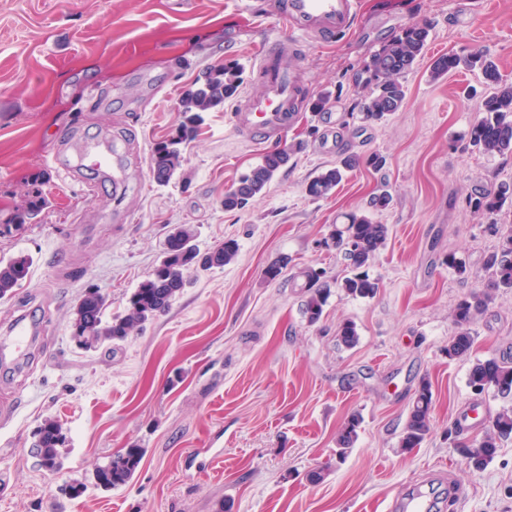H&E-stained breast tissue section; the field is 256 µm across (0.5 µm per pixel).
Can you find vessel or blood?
I'll use <instances>...</instances> for the list:
<instances>
[{
	"mask_svg": "<svg viewBox=\"0 0 512 512\" xmlns=\"http://www.w3.org/2000/svg\"><path fill=\"white\" fill-rule=\"evenodd\" d=\"M360 0H285L279 11L288 22L289 47L312 39L329 40L352 29L359 13ZM257 84L244 103L233 112L231 122L240 134L262 141L282 137L295 118L299 97L297 78L276 47H269L259 57ZM123 147L117 142L92 141L74 149L77 169L92 170L111 178L113 187H121L125 170L119 162ZM36 325L29 319L16 321L6 337L0 338V362L16 364L28 352Z\"/></svg>",
	"mask_w": 512,
	"mask_h": 512,
	"instance_id": "b4317fda",
	"label": "vessel or blood"
}]
</instances>
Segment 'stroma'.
Masks as SVG:
<instances>
[{
	"label": "stroma",
	"instance_id": "1",
	"mask_svg": "<svg viewBox=\"0 0 512 512\" xmlns=\"http://www.w3.org/2000/svg\"><path fill=\"white\" fill-rule=\"evenodd\" d=\"M280 0H0V224L11 223L39 187L34 222L0 238V259L28 254V277L0 299V336L16 316L40 328L33 365H0V512H388L401 488L428 490L454 479L462 500L448 512H512V439L484 469L448 443V428L476 409L480 439L504 406L467 385L477 359L512 348V291L497 293L474 329L469 358L449 359L456 303L483 279L498 240L467 203L474 190L512 182V155L465 148L487 88L480 71L439 80L431 61L487 51L512 82V0H363L354 33L310 41L288 65L307 100L283 141L305 150L267 191L241 210L224 194L269 144L236 133L238 100L204 113L170 182L151 173L155 144L180 122L179 100L203 69L235 59L246 83L254 62L285 24ZM431 32L406 74L404 107L377 124L361 121L355 72L413 23ZM326 97L324 110L312 101ZM125 129L128 181L114 190L100 174L74 173L54 154ZM380 155L381 168L345 174L325 198L306 186L339 157ZM390 228L372 264L375 297L352 299L336 286L341 255L323 240L345 214L370 209L380 191ZM191 228L200 247L234 239L230 265L193 271L169 311L112 352H87L70 338L72 308L97 287L109 313L159 259L173 227ZM455 253L467 267L444 264ZM288 265L276 280L266 268ZM321 268L330 289L319 323L302 314L303 271ZM353 320L359 342L338 344ZM428 378L432 426L420 447L399 448L415 387ZM358 439L337 459L336 438L351 414ZM48 417L67 442L63 470L40 469L33 433ZM141 448L126 485L103 491L93 472ZM324 466L322 483L306 479ZM80 480L78 498L60 493Z\"/></svg>",
	"mask_w": 512,
	"mask_h": 512
}]
</instances>
